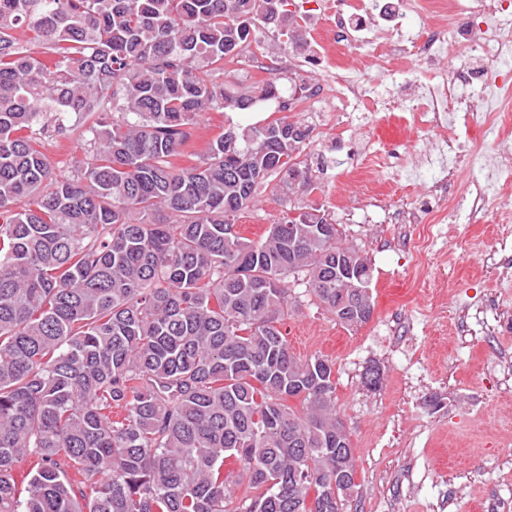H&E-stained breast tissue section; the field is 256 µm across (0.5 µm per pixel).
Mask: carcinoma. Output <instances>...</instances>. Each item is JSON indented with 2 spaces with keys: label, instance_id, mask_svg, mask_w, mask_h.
Instances as JSON below:
<instances>
[{
  "label": "carcinoma",
  "instance_id": "obj_1",
  "mask_svg": "<svg viewBox=\"0 0 512 512\" xmlns=\"http://www.w3.org/2000/svg\"><path fill=\"white\" fill-rule=\"evenodd\" d=\"M291 2L0 0V512H341L358 487L333 364L280 325L292 280L368 323L372 288L337 265L373 268L299 206L256 241L235 224L261 185L320 189L308 129L233 127L174 162L203 112L288 110L273 80L219 76L268 25L305 44ZM72 115L90 157L59 180L39 143Z\"/></svg>",
  "mask_w": 512,
  "mask_h": 512
}]
</instances>
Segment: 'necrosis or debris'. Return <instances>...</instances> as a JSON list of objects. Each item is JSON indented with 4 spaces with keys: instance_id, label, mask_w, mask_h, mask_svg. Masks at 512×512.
Wrapping results in <instances>:
<instances>
[{
    "instance_id": "1",
    "label": "necrosis or debris",
    "mask_w": 512,
    "mask_h": 512,
    "mask_svg": "<svg viewBox=\"0 0 512 512\" xmlns=\"http://www.w3.org/2000/svg\"><path fill=\"white\" fill-rule=\"evenodd\" d=\"M412 12L434 21L413 32L407 24ZM376 14L385 16L386 24L361 25V18ZM326 42L367 49L383 63L407 57L418 63L412 98L402 93L398 80L381 90L362 69L346 68L334 97L353 106V113L341 120L324 112L317 124L321 134L339 120L363 130L376 113L397 111L407 125L435 133L440 175L427 196L399 211L403 223L421 229L408 241L410 251L427 249L434 226L447 223L461 208L463 195L451 189L457 170L483 172V179L472 182L481 200L499 196L501 181H512L511 147L490 155L464 139L477 126L497 140L512 133V70L502 65L512 55V0H471L466 7L458 0H342ZM452 47L462 51L463 59L450 68L445 58Z\"/></svg>"
}]
</instances>
